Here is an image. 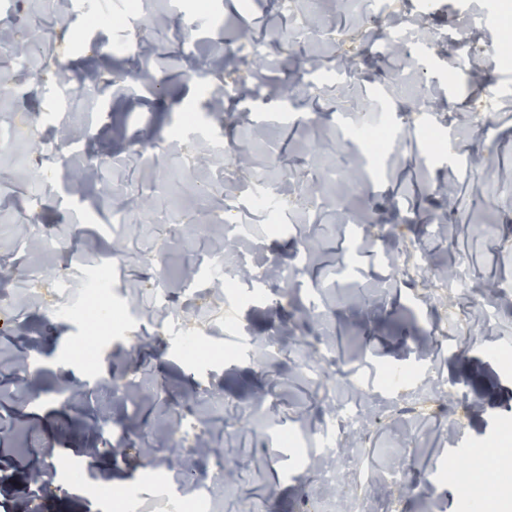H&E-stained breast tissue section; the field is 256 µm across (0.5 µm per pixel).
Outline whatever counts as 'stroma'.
Segmentation results:
<instances>
[{"instance_id":"1","label":"stroma","mask_w":512,"mask_h":512,"mask_svg":"<svg viewBox=\"0 0 512 512\" xmlns=\"http://www.w3.org/2000/svg\"><path fill=\"white\" fill-rule=\"evenodd\" d=\"M504 2L436 0L412 27L423 45L410 58L364 41L360 0H322L320 31L301 48L292 41L305 0L290 9L212 0V25L192 53L165 0H146L153 21L122 27L110 24L121 0H110L94 30L78 0L63 24L43 0H0V28L26 48L0 63V129L15 132L0 156V289L13 291L0 300V512L20 508V488L40 512H105L103 486L150 493L181 458L154 424L188 399L212 431L197 477L220 462L227 471L216 512H498L459 500L448 469L512 432V110L486 107L490 85L512 76V55L474 73L456 54L463 38L477 51L496 47ZM133 37L146 50L138 64L125 50ZM217 42L223 67L195 79ZM249 42L264 69H239ZM52 58L72 83L98 78L101 98L88 123L54 139L110 166L114 195L147 202L139 229L113 234L99 184L73 189L72 162L43 144L39 121L71 105L43 68ZM183 112L201 123L180 128ZM369 113L397 131L388 156L367 155L350 134ZM223 136L241 153L203 162L198 145ZM263 180L281 184L282 223L249 205ZM218 217L250 231L216 236ZM39 226L60 242L35 262ZM222 249L252 273L228 296L208 273L209 253ZM409 251L422 257L421 275L404 271ZM100 263L112 271L116 319L90 366L74 354L87 327L75 297L39 299L27 286L33 273H63L78 288ZM480 306L491 319L461 320ZM167 308L201 323V339L228 357H188ZM437 323L447 330L440 341ZM275 335L277 346L252 350ZM325 339L353 375L327 371L322 393L297 358L318 357ZM405 369L417 378L386 384ZM340 401L356 404L371 431L363 485L350 465L332 484L307 466L308 433ZM104 414L128 432L108 452ZM273 424L298 441L279 447ZM74 459L86 461L84 475H55L43 491L35 476L46 463Z\"/></svg>"}]
</instances>
